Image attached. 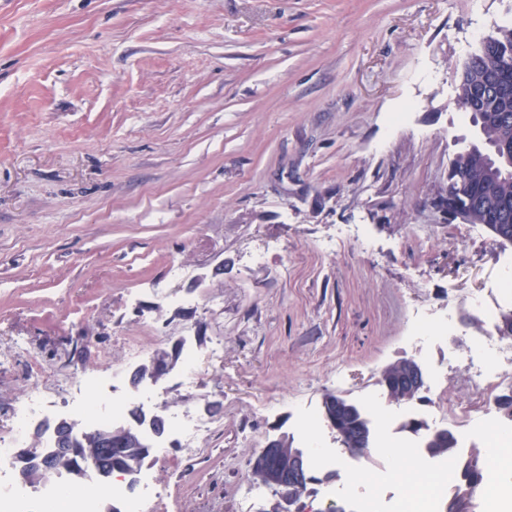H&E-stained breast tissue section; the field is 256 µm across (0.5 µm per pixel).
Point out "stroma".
<instances>
[{"instance_id": "stroma-1", "label": "stroma", "mask_w": 512, "mask_h": 512, "mask_svg": "<svg viewBox=\"0 0 512 512\" xmlns=\"http://www.w3.org/2000/svg\"><path fill=\"white\" fill-rule=\"evenodd\" d=\"M510 19L512 0H0V431L34 387L16 340L57 406V374L164 354L155 414L213 426L157 467V512H269L254 457L305 448L296 407L389 405L381 373L407 358L452 363L441 391L467 403L465 299L512 243L430 201L476 137L455 74ZM446 310L455 345L409 341ZM390 468L366 457L292 512L403 499L363 479Z\"/></svg>"}]
</instances>
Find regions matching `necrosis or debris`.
Segmentation results:
<instances>
[{
	"mask_svg": "<svg viewBox=\"0 0 512 512\" xmlns=\"http://www.w3.org/2000/svg\"><path fill=\"white\" fill-rule=\"evenodd\" d=\"M504 276L492 288L493 302H486L483 297L475 296L471 305L479 320L484 325L482 335L468 337L470 352L478 366L471 372L469 383L475 394L473 404L465 407H449L437 411L433 423L435 426H447L448 430L458 433L460 447H467L471 434H479L485 447L495 448L499 438L506 433L512 434V422L501 420L493 411V404L503 385H512V344H506L495 335L496 313L506 303H512V260L503 264ZM14 353L25 359L35 388L27 400L20 403L14 413L8 431L0 435V512H33L42 508L43 512H98L101 499L112 496L118 499L125 512H152L155 496L150 467H141L137 472L121 475L112 481L86 480L80 491H73L72 477L68 472L57 474L54 482L48 485H26L16 483L12 477L16 455L19 449L33 448L35 453H42L48 448L50 440L41 437L39 443H32L31 429L46 416V396L42 388L45 374L44 366L28 349L24 341H16ZM81 398L68 403L69 412L80 415L85 423H104V416L98 412L99 406H107L113 416L125 415L126 408L132 401H151L156 397L152 382L142 384L137 396L118 397L106 393L107 378L103 375H80L75 379ZM298 431L307 441L317 447L313 457L316 467L332 469L339 464H348L354 457L347 451L336 455L322 449L321 417L313 411L302 412L296 422ZM405 447L413 451L414 465L428 466L435 475L433 483L425 488H417L411 498L403 502L404 512H418L420 505L438 495L444 485L450 482V468L447 463H428L422 455L424 446L422 436L409 437Z\"/></svg>",
	"mask_w": 512,
	"mask_h": 512,
	"instance_id": "obj_1",
	"label": "necrosis or debris"
}]
</instances>
